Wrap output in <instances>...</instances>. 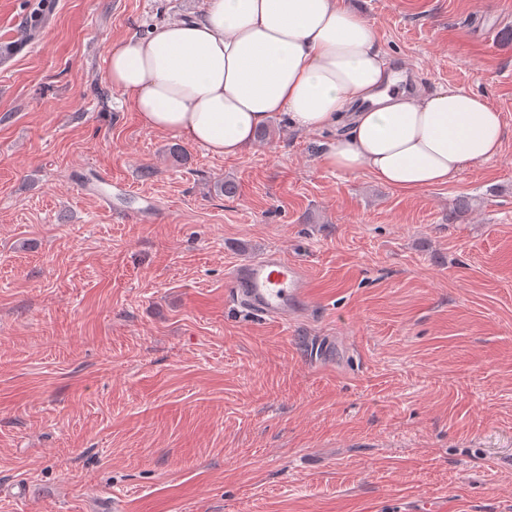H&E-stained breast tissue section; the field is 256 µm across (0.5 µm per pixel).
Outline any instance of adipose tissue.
<instances>
[{"label": "adipose tissue", "instance_id": "obj_1", "mask_svg": "<svg viewBox=\"0 0 512 512\" xmlns=\"http://www.w3.org/2000/svg\"><path fill=\"white\" fill-rule=\"evenodd\" d=\"M106 78L144 125L212 155L242 156L278 117L331 131L327 168L402 191L498 159L506 137L480 95L397 90L372 24L338 0H202L113 44Z\"/></svg>", "mask_w": 512, "mask_h": 512}]
</instances>
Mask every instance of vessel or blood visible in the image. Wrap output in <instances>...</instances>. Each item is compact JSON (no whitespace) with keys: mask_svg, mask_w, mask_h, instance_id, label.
<instances>
[{"mask_svg":"<svg viewBox=\"0 0 512 512\" xmlns=\"http://www.w3.org/2000/svg\"><path fill=\"white\" fill-rule=\"evenodd\" d=\"M225 288L227 302L277 320L298 317L314 302L307 269L278 250L230 267Z\"/></svg>","mask_w":512,"mask_h":512,"instance_id":"vessel-or-blood-1","label":"vessel or blood"}]
</instances>
